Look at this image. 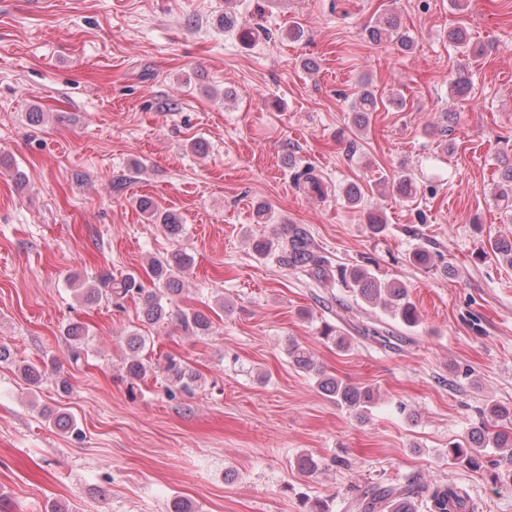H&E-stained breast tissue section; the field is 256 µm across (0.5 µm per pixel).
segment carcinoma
Returning a JSON list of instances; mask_svg holds the SVG:
<instances>
[{
    "instance_id": "cac0c4a2",
    "label": "carcinoma",
    "mask_w": 512,
    "mask_h": 512,
    "mask_svg": "<svg viewBox=\"0 0 512 512\" xmlns=\"http://www.w3.org/2000/svg\"><path fill=\"white\" fill-rule=\"evenodd\" d=\"M370 40L375 43L392 42L401 50L409 51L413 43L394 17L377 22L367 31ZM377 107V99L372 90L365 86L352 104V122L359 129L364 128L371 112ZM503 168L499 170L498 181L493 193L506 207H512V160L501 159ZM293 184L307 195L324 194L321 179L309 167L297 169L292 176ZM393 185L404 197L417 193V184L412 176L404 171L393 177ZM139 207L147 218L158 221L172 237L178 236L182 229L180 217L172 211H161L153 201L142 199ZM254 252L265 257L274 255L276 262L284 267L300 269L315 279L322 288H350L363 302L372 307H380L407 327L421 324V316L410 301L406 286L397 280L380 279L362 266H332L329 259L313 245L310 231L301 224H285L283 231L276 237H268L257 232L251 237ZM483 256L500 264L512 267V240L494 238L483 249ZM194 263L191 255L176 251L165 257H154L148 262L147 274L153 287L146 288L142 280L129 273L120 279L106 273L91 282H85L77 289V297L85 303H96L108 296L115 304L128 297H137L141 302L143 319L152 326H160L169 321L176 322L184 330L196 335L206 336L212 327L210 318L202 312H174V299L181 294L183 274ZM87 328L80 322L69 324L66 341L71 357L78 361L88 354ZM149 337L132 332L125 336L127 356L122 365L121 378L127 386L131 399L141 392V385L151 366L145 363L143 352ZM290 363L315 380L318 389L337 406L349 410L360 422L368 419L376 406L377 395L369 386H358L341 378L327 374L317 363L311 351L296 342L288 344ZM163 378L167 381L169 395L190 393L200 383L201 376L186 362L167 355L158 364ZM22 379L30 386H38L47 379V371L36 365L18 367ZM481 425L469 431L458 441L448 446L447 457L450 464H461L480 469L488 463L497 465V459L512 460V407L496 403H487L480 410ZM48 420H54L61 430H68L79 439L81 430L65 413L53 415L44 413ZM355 512H418L417 505L409 488L398 485L375 486L354 503ZM426 512H471L468 494L462 488L449 483L435 484L426 503Z\"/></svg>"
}]
</instances>
